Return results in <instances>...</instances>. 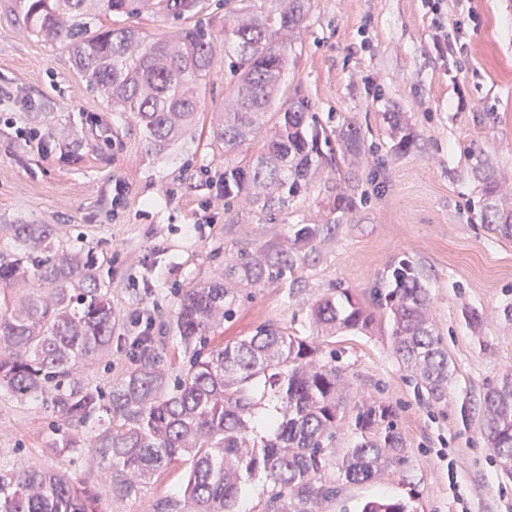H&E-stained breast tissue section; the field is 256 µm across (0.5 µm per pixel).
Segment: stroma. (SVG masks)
I'll use <instances>...</instances> for the list:
<instances>
[{
	"mask_svg": "<svg viewBox=\"0 0 512 512\" xmlns=\"http://www.w3.org/2000/svg\"><path fill=\"white\" fill-rule=\"evenodd\" d=\"M458 0H314L292 43L285 82L328 128L353 121L364 136L358 160L339 161L312 177L306 192L272 214L227 217L214 185L223 150L211 145L212 117L224 102V11L205 20L213 31L210 80L185 143L147 152L133 119L113 117L90 92L67 49L27 33L16 0H0V224H54L92 248L112 273L115 330L109 355L88 361L90 384L108 387L131 367L124 339L132 315L150 310L165 336L172 290L201 282L225 261L296 224L337 225L336 239L316 253L295 286L256 289L225 322L220 343L274 323L308 335L312 303L331 288L364 296L410 261L432 295V319L456 372L444 404L429 403L398 363L385 316L369 331H340L348 407L377 400L393 407L405 460L380 477L345 487L319 512H359L376 498L409 502L413 512H512V479L493 463L461 406L476 403L512 369V240L480 222L482 184L475 152L512 188V0H468L476 15L460 42L451 30ZM402 113L414 146L396 153L385 113ZM112 123L102 138L93 119ZM41 131V139L25 130ZM80 143L77 158L66 151ZM121 198H114L115 186ZM481 314V326L467 320ZM53 429L40 402L0 399V468L32 462L102 491L103 512H153L179 493L184 469L157 472L138 494L109 490L112 470L97 457L53 454Z\"/></svg>",
	"mask_w": 512,
	"mask_h": 512,
	"instance_id": "stroma-1",
	"label": "stroma"
}]
</instances>
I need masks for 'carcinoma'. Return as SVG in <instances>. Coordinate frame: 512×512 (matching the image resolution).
I'll list each match as a JSON object with an SVG mask.
<instances>
[{"label":"carcinoma","mask_w":512,"mask_h":512,"mask_svg":"<svg viewBox=\"0 0 512 512\" xmlns=\"http://www.w3.org/2000/svg\"><path fill=\"white\" fill-rule=\"evenodd\" d=\"M224 7V111L210 140L228 157L216 194L224 212L281 209L307 188L322 165L365 151L349 122L324 127L284 94L292 38L311 0H219ZM27 32L66 47L89 87L139 125L159 155L185 139L198 114V90L209 78L211 33L194 21L209 0H16ZM145 15L167 32L148 38L123 18ZM394 150L413 137L388 113ZM250 141L262 143L254 154ZM487 228L512 239V205L501 203L496 172L476 155ZM12 245L0 249V286L27 291L0 311V396L50 400L55 439L50 451L93 453L112 466L113 489L135 495L151 476L187 464L177 495L154 512H239L245 483L262 476L261 512H316L346 484L375 479L399 464L404 444L396 412L381 402L345 412L348 380L328 339L338 330L366 331L376 312L389 316L393 350L416 385L435 403L448 401L455 366L431 317V296L415 269L401 262L389 286L365 303L333 288L309 313L310 335L274 324L231 344L215 335L256 288L294 285L318 248L336 238L334 224H296L285 248L269 239L207 280L174 289L169 320L181 349L165 363L154 336H130L134 367L106 389L80 376L82 365L112 352L115 318L103 262L61 239L54 224H1ZM496 466L512 478V370L488 384L466 408ZM92 425L89 434L76 430ZM353 446L337 455L341 432ZM100 494L36 464L0 472V512H102ZM360 512H411L402 499H374Z\"/></svg>","instance_id":"1"}]
</instances>
